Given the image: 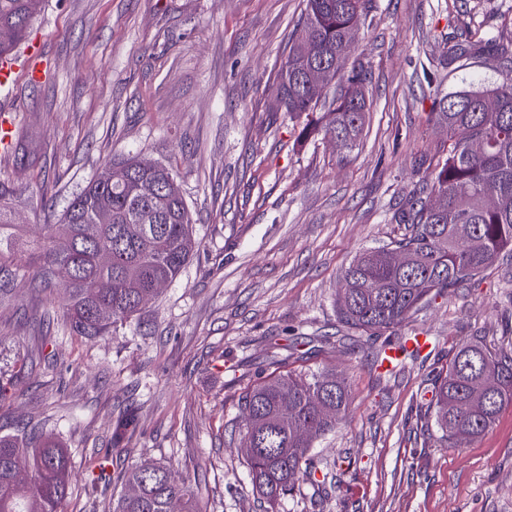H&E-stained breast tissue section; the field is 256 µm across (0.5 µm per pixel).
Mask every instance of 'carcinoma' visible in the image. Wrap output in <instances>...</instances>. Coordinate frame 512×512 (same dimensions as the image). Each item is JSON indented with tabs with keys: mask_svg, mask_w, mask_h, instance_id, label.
Masks as SVG:
<instances>
[{
	"mask_svg": "<svg viewBox=\"0 0 512 512\" xmlns=\"http://www.w3.org/2000/svg\"><path fill=\"white\" fill-rule=\"evenodd\" d=\"M43 2L0 0V54L25 41ZM366 2L305 0L301 25L308 39L292 43L280 75V105L298 115L318 108L306 90L312 67L323 68L326 84L344 83L321 125L305 134L322 132L350 150L359 145L367 101L361 74L342 73L341 45L359 26ZM486 54L512 74V39L501 37L455 41L448 67ZM489 99L492 108L485 106ZM431 122L449 142L431 185L445 197V209L434 214L426 197H412L398 215L409 232L353 259L343 272L346 294L336 298L347 327L394 329L512 250V77L436 93ZM44 229L42 240L26 247L0 208V300L30 280L50 289L60 275L67 291L64 323L71 335L90 341L137 317L156 285L175 280L195 248L193 216L175 176L142 157L106 163L70 199L59 223ZM392 250L405 253L411 265H392ZM351 401L347 384L326 369L288 372L249 389L239 449L252 490L271 505L293 494L296 483L312 475L314 442L335 428ZM511 404L512 353L465 343L435 379L430 410L437 441L446 448L470 445ZM70 472L68 454L55 440L0 437V512H59ZM123 483L112 512H198L190 489L163 464L136 465L124 472Z\"/></svg>",
	"mask_w": 512,
	"mask_h": 512,
	"instance_id": "cac0c4a2",
	"label": "carcinoma"
}]
</instances>
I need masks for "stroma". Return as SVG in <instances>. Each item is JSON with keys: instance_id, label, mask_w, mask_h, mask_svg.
Instances as JSON below:
<instances>
[{"instance_id": "obj_1", "label": "stroma", "mask_w": 512, "mask_h": 512, "mask_svg": "<svg viewBox=\"0 0 512 512\" xmlns=\"http://www.w3.org/2000/svg\"><path fill=\"white\" fill-rule=\"evenodd\" d=\"M303 0H45L27 36L48 76L8 100L25 156L0 149V204L36 239L109 161L171 167L198 249L116 334L69 335L58 296L0 307V435L53 437L71 461L62 512H110L120 473L173 469L200 512H263L238 442L243 395L288 370L327 368L352 404L314 444L313 479L278 512H512V406L473 444L444 448L427 408L436 372L472 339L512 348V253L395 328L429 352L392 371L385 336L339 323L355 255L403 237L395 214L429 186L443 139L435 91L501 81L495 59L450 71L448 35L512 37V0H371L346 65L365 78L359 147L303 137L277 110ZM133 427L116 432L122 415ZM104 448L119 465L89 476Z\"/></svg>"}]
</instances>
